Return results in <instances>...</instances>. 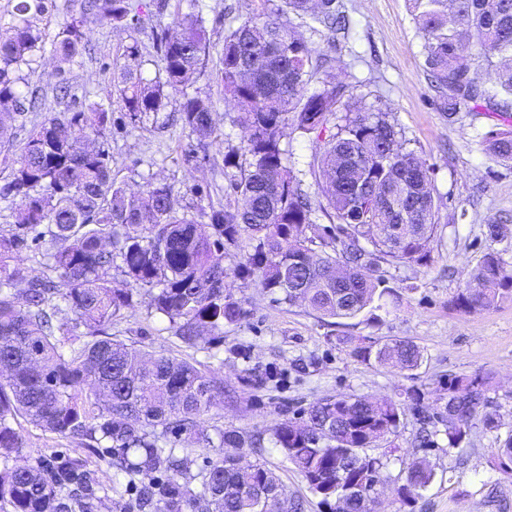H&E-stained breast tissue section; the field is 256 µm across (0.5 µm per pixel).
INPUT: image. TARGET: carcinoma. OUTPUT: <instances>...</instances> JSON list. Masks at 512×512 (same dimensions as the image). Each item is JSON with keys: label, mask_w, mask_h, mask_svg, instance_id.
<instances>
[{"label": "carcinoma", "mask_w": 512, "mask_h": 512, "mask_svg": "<svg viewBox=\"0 0 512 512\" xmlns=\"http://www.w3.org/2000/svg\"><path fill=\"white\" fill-rule=\"evenodd\" d=\"M48 0H16L18 23L0 37V152H18L16 167L0 186L15 203V224L0 231V456L20 448L12 423L19 416L41 429L70 437H99L121 452L111 465L140 477V512H263V499L286 495L265 465L242 466L224 455L209 462L196 490L187 481L190 461L160 445L167 432L196 443H213L199 431V418L223 394L221 381L196 364L151 355L112 338V322L123 318L134 295L146 291L150 307L166 317L173 335L188 346L208 344L224 325L242 321L247 310L225 288L229 274L250 280L273 302L298 301L325 318L351 319L380 301L399 296L378 275V263L425 264L437 227L431 168L407 148L389 111L343 101V86L327 82L313 92V50L280 22L308 15L335 32L346 29L336 0H281L262 16L247 15L227 30L218 78L234 101L233 123L246 132L224 156L234 195L229 205L209 206L208 222L175 215L173 188L151 182L137 193L116 185L104 147L108 112L99 103L70 108L46 118L20 145L12 122L28 98L41 35L30 14ZM422 38L432 86L448 115L480 108L512 112V0H408ZM133 0H80V17L55 46L62 61L82 51L84 27L94 20L127 21ZM206 19L191 13L176 19L161 37L160 75L153 82L129 67L113 77L133 125L164 107L168 94L182 96L187 136L220 146L214 107L186 92L206 53ZM494 71L495 81L484 79ZM336 132L317 161L318 188L325 203L313 207L299 188L281 148L283 129ZM486 156L512 164V130L482 141ZM321 211L332 224L316 222ZM43 245L39 276L28 275L21 253L29 242ZM233 265H224V259ZM123 287L112 282V270ZM512 297V272L499 253L487 251L452 304L481 311ZM362 361L402 370L418 368L421 349L389 339L358 344ZM493 375H450L441 383L448 403L438 420L448 447L468 443L473 421L499 429L488 392ZM410 404L367 397L324 398L302 423L275 425L271 443L299 470L321 503L333 508L336 472L345 484L364 489L382 480V459L360 463L372 439L397 433L406 409L430 422L425 393L408 392ZM219 447L242 448L236 429L218 432ZM493 466L512 476V433L496 437ZM434 479L420 460L405 471L403 503L414 506ZM96 481L74 464L67 470L16 465L0 472V503L10 512H94Z\"/></svg>", "instance_id": "cac0c4a2"}]
</instances>
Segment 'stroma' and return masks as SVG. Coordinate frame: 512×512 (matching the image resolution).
<instances>
[{"label": "stroma", "mask_w": 512, "mask_h": 512, "mask_svg": "<svg viewBox=\"0 0 512 512\" xmlns=\"http://www.w3.org/2000/svg\"><path fill=\"white\" fill-rule=\"evenodd\" d=\"M136 2L139 10L125 26L106 20L88 24L82 54L64 66L54 44L77 17V0H54L47 13L33 16L32 24L43 40L35 62L42 99L38 108L26 110L18 119L14 136L24 141L33 127L68 106L101 103L109 114L105 147L116 183L130 191L149 181L170 185L178 213L200 221L210 205L226 203L224 154L239 146L244 136L232 122L236 107L225 99L217 76L219 51L229 26L224 15L229 10L238 17L267 12L279 0H168L162 10L156 8V0ZM198 3L207 18L210 45L189 90L212 101L224 134L219 147L198 145L182 134V98L175 94L161 112L132 126L112 80L114 72L125 66L153 78L164 31L177 17L192 13ZM336 5L350 21L348 32L331 34L306 17L287 15L283 21L327 57L310 79L309 90L331 80L343 85L346 94L390 108L410 149L431 167L438 219L427 264H381L380 275L400 296L386 312L368 310L354 319H322L302 304L273 303L261 289L231 276L227 287L244 300L248 314L240 323L225 325L223 339L186 346L173 336L168 319L150 310L144 294L136 295L123 319L113 323L112 334L152 353L189 360L223 380V395L199 420L200 430L212 437L219 430L235 429L248 438H265L277 422L299 418L303 408L323 398L395 399L411 388L425 391L427 411L436 416L445 406L440 379L494 372L489 396L499 417L498 433L477 424L468 445L452 448L438 423L432 443L422 447L416 441L420 425L409 413L397 435L378 442L373 453L387 461L380 512H405L395 490L405 464L414 458L426 460L435 470L415 512H512V478L492 466L496 434L512 432V299L472 313L451 304L487 250L498 251L512 270V236L495 244L486 236L490 224L512 228V165L494 163L481 150L482 138L501 129L504 120L485 110L452 117L442 111L425 71L422 39L407 0H336ZM334 131L330 124L319 134L290 127L284 131L281 145L288 152V164L309 196L318 192L313 174L317 148ZM411 283L416 284V292H407ZM342 336L356 342L409 340L421 348L423 361L411 372L373 366L339 344ZM14 427L22 446L18 453L0 457V470L25 462H72L94 472L98 512H137V489L109 466L110 449L45 431L23 417ZM241 453L275 472L289 499L300 503L301 512H326L320 496L273 445L259 453L245 447Z\"/></svg>", "instance_id": "1"}]
</instances>
